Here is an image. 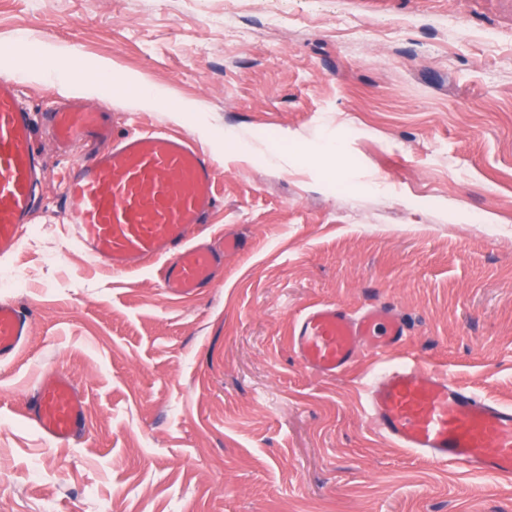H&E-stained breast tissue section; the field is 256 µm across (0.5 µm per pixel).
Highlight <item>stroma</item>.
Returning <instances> with one entry per match:
<instances>
[{
	"mask_svg": "<svg viewBox=\"0 0 512 512\" xmlns=\"http://www.w3.org/2000/svg\"><path fill=\"white\" fill-rule=\"evenodd\" d=\"M72 52L81 86L54 70ZM12 76L34 112L103 99L192 136L209 232L245 249L187 298L94 263L61 222L71 158L37 133V211L0 261L32 324L0 366V512H512V480L373 430L372 362L322 378L289 344L309 305L388 304L395 359L512 405V0H0ZM51 368L86 396L65 446L23 416Z\"/></svg>",
	"mask_w": 512,
	"mask_h": 512,
	"instance_id": "stroma-1",
	"label": "stroma"
}]
</instances>
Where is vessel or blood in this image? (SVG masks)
Returning <instances> with one entry per match:
<instances>
[{
	"label": "vessel or blood",
	"mask_w": 512,
	"mask_h": 512,
	"mask_svg": "<svg viewBox=\"0 0 512 512\" xmlns=\"http://www.w3.org/2000/svg\"><path fill=\"white\" fill-rule=\"evenodd\" d=\"M104 107L71 100L53 104L44 125L57 149L97 143L73 159L63 184L67 238L96 261L136 270L162 262L169 295L211 287L226 259L244 242L229 231L200 240L214 210L215 162L190 138L157 128L116 133ZM35 118L20 84L0 78V260L20 246L37 207L43 159L33 145ZM409 333L393 306L358 310L336 303L306 307L295 318L290 344L310 371L323 377L348 372L362 359L376 369L363 389L364 410L394 447L438 465L512 478V406L411 360L392 362ZM28 315L0 299V364L29 342ZM43 436L67 445L87 428L84 394L58 369L45 371L25 407Z\"/></svg>",
	"instance_id": "1"
}]
</instances>
